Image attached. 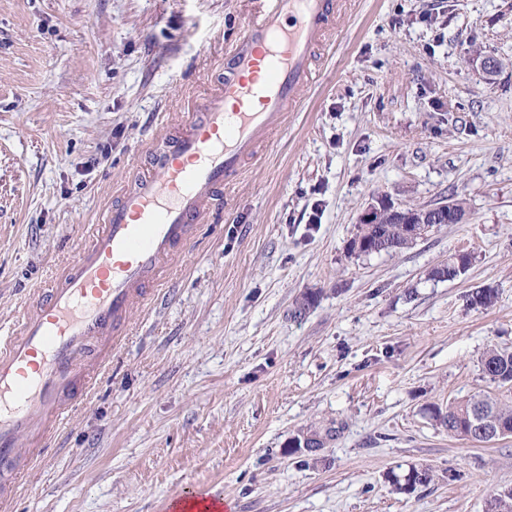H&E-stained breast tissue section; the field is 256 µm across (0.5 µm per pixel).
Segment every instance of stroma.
<instances>
[{
	"instance_id": "stroma-1",
	"label": "stroma",
	"mask_w": 512,
	"mask_h": 512,
	"mask_svg": "<svg viewBox=\"0 0 512 512\" xmlns=\"http://www.w3.org/2000/svg\"><path fill=\"white\" fill-rule=\"evenodd\" d=\"M247 0H0V336L90 241L152 143L224 80ZM501 61L494 76L476 54ZM313 84L170 261L11 512H484L512 437L433 418L512 350V0H346ZM465 200L398 254H351L368 206ZM466 252L458 280L431 276ZM497 293L471 307L477 288ZM315 297L295 313L303 294ZM316 451L299 447L310 433ZM429 468L405 493L390 470Z\"/></svg>"
}]
</instances>
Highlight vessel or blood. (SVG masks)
Listing matches in <instances>:
<instances>
[{"instance_id": "b4317fda", "label": "vessel or blood", "mask_w": 512, "mask_h": 512, "mask_svg": "<svg viewBox=\"0 0 512 512\" xmlns=\"http://www.w3.org/2000/svg\"><path fill=\"white\" fill-rule=\"evenodd\" d=\"M256 15L225 60L219 92L157 145L147 176L104 212L88 247L46 288L19 334L0 338V471L22 437L51 439L117 346L127 314L151 302L164 262L245 161L298 111L338 0H254Z\"/></svg>"}]
</instances>
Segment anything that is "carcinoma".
<instances>
[{
  "label": "carcinoma",
  "instance_id": "carcinoma-1",
  "mask_svg": "<svg viewBox=\"0 0 512 512\" xmlns=\"http://www.w3.org/2000/svg\"><path fill=\"white\" fill-rule=\"evenodd\" d=\"M382 240L388 244L386 253L397 254L410 248L416 240L409 236L405 224H361L351 241L350 251L357 255H369L364 244ZM471 304L487 309L494 305L496 293L491 288H479L471 293ZM484 378L497 388H512V351L488 349L481 358ZM434 417L440 421L450 436L463 437L476 443H488L493 439L512 436V408L502 405L490 393H479L460 402L448 403V410L434 409ZM484 422L492 433H479L473 428V420ZM388 478L399 490L412 491L431 481L430 470L412 466L400 476L394 472ZM485 512H512V488L505 489L491 498Z\"/></svg>",
  "mask_w": 512,
  "mask_h": 512
}]
</instances>
